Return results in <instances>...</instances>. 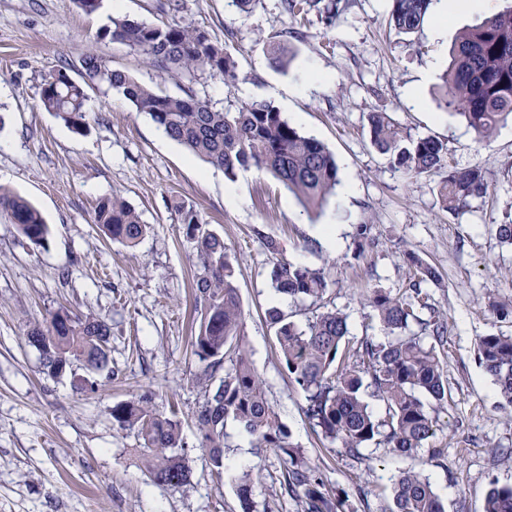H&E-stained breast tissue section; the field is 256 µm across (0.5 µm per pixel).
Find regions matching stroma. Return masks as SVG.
I'll list each match as a JSON object with an SVG mask.
<instances>
[{"mask_svg": "<svg viewBox=\"0 0 512 512\" xmlns=\"http://www.w3.org/2000/svg\"><path fill=\"white\" fill-rule=\"evenodd\" d=\"M333 23L287 16L282 0H257L251 11L233 0H104L94 14L74 0H0V188L21 196L43 215L49 236L39 246L19 236L0 214V512H243L235 478L241 465L256 474L257 512H301L288 495L286 465L273 450L227 422L226 469L216 472L199 447L193 416L203 401L195 376L201 365L190 348L200 318L191 288L193 244L182 224L193 211L237 259L236 285L244 343L265 383L267 398L291 431L307 465L330 488L349 494L353 512H387L394 476L407 464L385 448L355 459L329 444L303 412L304 396L282 364L266 319L275 292L274 261L261 242H280L283 259L329 265L320 307L348 317L351 340L381 336L367 297L382 288L403 294L408 255L433 266L427 284L448 319L440 346L451 397L435 408L438 430L414 462L439 495L445 512H482L491 483L512 485V407L501 404L477 355L479 337L512 335V317L486 309L512 300V249L496 226L512 217V122L489 146L451 116L440 98V77L458 33L512 0H491L440 16L431 9L407 35L390 21V0H342ZM153 25L206 30L236 63L232 86L209 75L180 79L144 62L129 47L100 38L109 16ZM295 51L288 69L273 68L266 40ZM157 92L193 93L226 112L261 101L280 110L335 155L339 182L322 211L307 213L271 174L249 167L227 179L192 156L120 94L87 88L85 129L76 132L39 105L41 88L58 69L83 75L88 52ZM387 113L400 134L432 136L448 148L446 162L482 166L497 188L465 211L441 208L438 176H411L371 142L369 115ZM234 187L235 198L225 195ZM117 195L149 229L132 248L107 239L93 222L97 200ZM341 226L335 246L315 227ZM368 225L359 241V225ZM65 307L111 324L112 380L97 392L78 390L72 375L52 378L28 338L34 325ZM163 413L182 422L181 455L191 483H155L132 432L112 421L115 403L145 391ZM442 449L439 457L431 449Z\"/></svg>", "mask_w": 512, "mask_h": 512, "instance_id": "1", "label": "stroma"}]
</instances>
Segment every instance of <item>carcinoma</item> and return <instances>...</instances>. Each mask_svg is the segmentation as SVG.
<instances>
[{"label": "carcinoma", "mask_w": 512, "mask_h": 512, "mask_svg": "<svg viewBox=\"0 0 512 512\" xmlns=\"http://www.w3.org/2000/svg\"><path fill=\"white\" fill-rule=\"evenodd\" d=\"M340 3L284 0L291 18L315 11L327 22L336 18ZM431 4L432 0H392L391 21L399 32L414 33L424 23ZM102 34L178 77L190 80L199 73L220 75L227 86L235 80L233 56L194 26L147 25L113 16ZM269 56L273 66L285 69L293 57L292 48L273 43ZM83 69L84 83L75 82L62 68L46 80L40 94L42 108L76 129L83 120L85 87L104 86L121 94L168 137L230 180L240 168L268 171L313 212L324 206L336 186L338 167L330 151L267 103L251 102L236 112H224L193 94H158L111 69L94 54L85 56ZM442 89L446 106L459 111L475 143L486 146L498 127L512 118V9L487 16L461 32L451 49ZM369 126L373 144L390 155L396 167L416 176L434 175L443 168L447 154L443 142L431 137L405 141L384 112L372 113ZM493 189L484 167H450L439 182L438 198L443 209L457 213ZM0 212L30 242L46 240L47 224L28 201L1 193ZM182 222L186 237L194 243L193 290L202 308L191 347L202 364L196 383L204 401L195 415V426L206 461L216 471L224 470V426L231 419L254 437L255 447L273 448L283 457L288 464V488L300 489L303 512H349L347 493L327 488L323 479L312 473L266 399L263 380L242 343L235 265L224 238L203 228L189 210L183 213ZM94 223L108 238L127 247L136 246L147 232L136 211L117 196L97 201ZM410 264L413 273L408 295L394 296L375 288L367 297L384 331L382 340L374 336L348 340L347 317L336 309L313 314L303 327L276 307L268 311L281 360L304 394L303 411L309 423L325 440L340 444L356 457L360 450L375 445L415 458L435 436L437 427L422 397L442 405L450 394L447 371L436 352L448 333V322L424 289V284L438 280V274L414 256ZM329 279L326 266L283 258L273 262L270 270L276 293L312 305L323 298ZM28 336L40 351L43 373L50 377L78 364L86 371L78 378L79 389L94 392L99 387L97 377L110 380L114 375L109 368L111 328L101 317H82L60 308ZM477 354L503 401L512 406V336L479 337ZM367 394L383 401L384 412L376 414L369 409L364 400ZM112 420L141 440L145 468L153 481L173 489L190 484L191 469L176 453L183 447L181 420L174 412L157 411L152 393L115 404ZM238 491L244 512H251L252 473H242ZM390 512H444V507L428 479L408 467L394 479ZM482 512H512V485L492 484Z\"/></svg>", "instance_id": "cac0c4a2"}]
</instances>
